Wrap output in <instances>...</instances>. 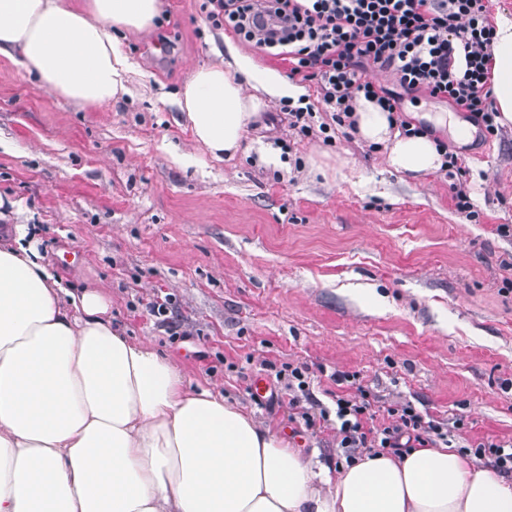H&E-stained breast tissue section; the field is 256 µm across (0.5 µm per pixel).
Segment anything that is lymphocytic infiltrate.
I'll list each match as a JSON object with an SVG mask.
<instances>
[{
	"label": "lymphocytic infiltrate",
	"mask_w": 512,
	"mask_h": 512,
	"mask_svg": "<svg viewBox=\"0 0 512 512\" xmlns=\"http://www.w3.org/2000/svg\"><path fill=\"white\" fill-rule=\"evenodd\" d=\"M208 22L288 62L291 75L315 84L338 121L359 98L399 112L397 98L365 77V66L392 72L407 91L447 101L495 134L489 87L496 28L488 0H202ZM341 447L434 448L443 426L408 403L372 409L365 391L336 397Z\"/></svg>",
	"instance_id": "f902f5d3"
}]
</instances>
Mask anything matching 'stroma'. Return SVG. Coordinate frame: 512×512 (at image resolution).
Instances as JSON below:
<instances>
[{"instance_id": "obj_1", "label": "stroma", "mask_w": 512, "mask_h": 512, "mask_svg": "<svg viewBox=\"0 0 512 512\" xmlns=\"http://www.w3.org/2000/svg\"><path fill=\"white\" fill-rule=\"evenodd\" d=\"M200 4L161 0L150 28L121 33L132 92L100 106L46 91L0 56V239L37 225L39 254L66 286L107 287L113 326L331 471L347 456L333 422L290 418L275 366L307 365L311 397L331 413L332 375L349 372L379 403L451 425L455 446L512 439V233L498 231L512 225V126L492 136L448 102L403 95L402 119L463 168L415 179L307 82L313 135L274 99L234 157L210 160L174 104L193 70L234 50L284 76L289 66L225 43ZM460 188L470 213L456 207Z\"/></svg>"}]
</instances>
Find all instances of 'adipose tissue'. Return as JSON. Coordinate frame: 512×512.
Listing matches in <instances>:
<instances>
[{
    "mask_svg": "<svg viewBox=\"0 0 512 512\" xmlns=\"http://www.w3.org/2000/svg\"><path fill=\"white\" fill-rule=\"evenodd\" d=\"M160 0H0V54L82 106L129 94L115 30L152 25ZM490 80L512 124V18L500 16ZM193 70L176 104L220 162L240 149L265 98L303 90L250 57ZM255 91H244L245 83ZM354 132L418 178L444 157L359 99ZM0 512H512V475L447 448L367 454L338 473L259 427L224 397L112 326L104 289L66 288L25 233L0 245Z\"/></svg>",
    "mask_w": 512,
    "mask_h": 512,
    "instance_id": "adipose-tissue-1",
    "label": "adipose tissue"
}]
</instances>
